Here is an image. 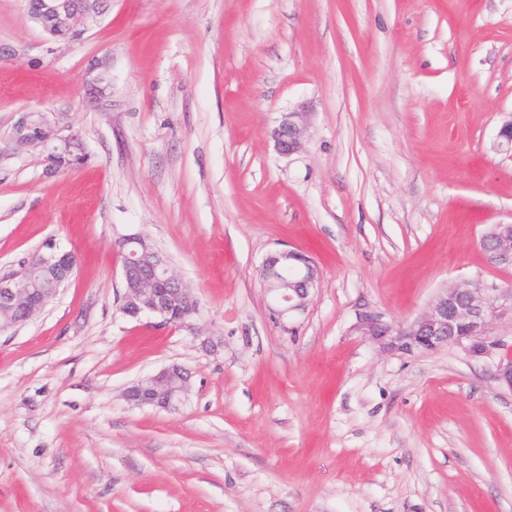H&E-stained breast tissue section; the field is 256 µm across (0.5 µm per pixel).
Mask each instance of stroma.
Instances as JSON below:
<instances>
[{"label": "stroma", "mask_w": 512, "mask_h": 512, "mask_svg": "<svg viewBox=\"0 0 512 512\" xmlns=\"http://www.w3.org/2000/svg\"><path fill=\"white\" fill-rule=\"evenodd\" d=\"M84 26L57 43L0 0V278L51 245L78 259L0 333V512H512L498 356L357 330L463 284L512 350V272L480 246L512 223V0H112ZM31 112L80 163L17 144ZM130 234L190 289L191 328L120 312ZM289 247L320 282L282 326L259 269ZM171 364L178 409L125 400ZM295 116L285 117L271 132L276 148L284 154H289L301 146L305 127Z\"/></svg>", "instance_id": "1"}]
</instances>
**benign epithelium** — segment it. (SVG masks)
<instances>
[{
    "label": "benign epithelium",
    "mask_w": 512,
    "mask_h": 512,
    "mask_svg": "<svg viewBox=\"0 0 512 512\" xmlns=\"http://www.w3.org/2000/svg\"><path fill=\"white\" fill-rule=\"evenodd\" d=\"M108 0H34L26 2L27 16L43 33L55 40L74 41L83 35L84 20L101 14ZM305 127L288 116L271 132L276 148L289 154L301 146ZM21 145L50 147L53 162L60 167L70 155L71 137L63 136L41 117L31 113L22 117L16 130ZM491 263L512 267V224H495L481 239ZM122 253L124 292L121 312L130 318L152 315L167 325L191 327L196 313L190 289L169 268L163 255L139 235H130L116 244ZM78 264L74 253L49 247L37 253L18 274L0 279V332L25 323L40 313L72 277ZM265 265L280 269L276 283L266 286L270 295V313L277 320L304 314L318 287L319 270L305 251L288 249L265 260ZM54 269L51 277L35 288L28 277V267ZM494 310L476 289L456 285L444 289L413 320L396 324L380 313L360 316L358 329L391 354L432 352L444 346L464 348L472 357H488L502 344L490 335ZM497 378L512 388V354L501 356ZM188 375L179 365H171L125 392V399L136 406L171 410L182 402Z\"/></svg>",
    "instance_id": "benign-epithelium-1"
}]
</instances>
